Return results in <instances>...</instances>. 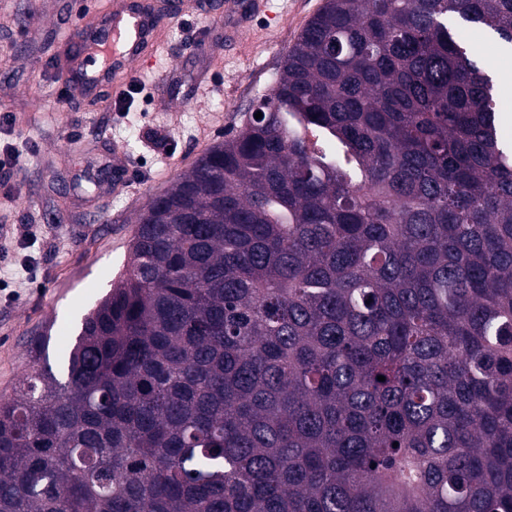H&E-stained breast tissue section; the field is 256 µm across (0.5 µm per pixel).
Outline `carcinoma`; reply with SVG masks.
<instances>
[{"mask_svg": "<svg viewBox=\"0 0 512 512\" xmlns=\"http://www.w3.org/2000/svg\"><path fill=\"white\" fill-rule=\"evenodd\" d=\"M474 28L512 47V0H324L72 348L34 340L0 512H512V143Z\"/></svg>", "mask_w": 512, "mask_h": 512, "instance_id": "carcinoma-1", "label": "carcinoma"}]
</instances>
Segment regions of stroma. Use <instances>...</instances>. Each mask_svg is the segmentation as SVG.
Instances as JSON below:
<instances>
[{"label":"stroma","mask_w":512,"mask_h":512,"mask_svg":"<svg viewBox=\"0 0 512 512\" xmlns=\"http://www.w3.org/2000/svg\"><path fill=\"white\" fill-rule=\"evenodd\" d=\"M184 2L137 62L143 92L121 114L105 86L90 103L59 100L54 68L69 29L95 24L110 0H0V150L20 155L0 169V398L28 369L34 337L53 350L73 340L126 265L139 214L241 126L324 0H262L229 41L222 18Z\"/></svg>","instance_id":"35a3bbf8"}]
</instances>
